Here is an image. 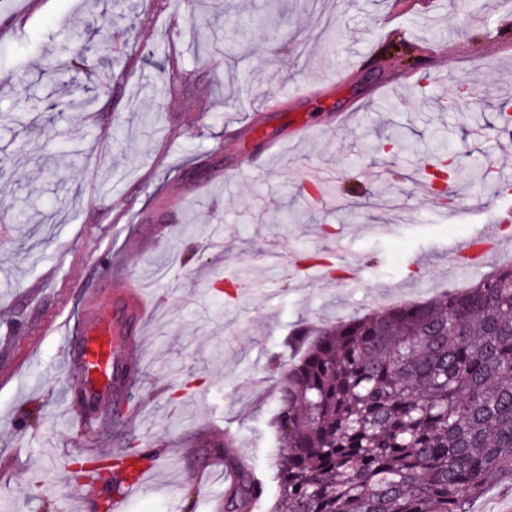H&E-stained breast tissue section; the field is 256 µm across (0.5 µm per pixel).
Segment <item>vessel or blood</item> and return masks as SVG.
Masks as SVG:
<instances>
[{"mask_svg":"<svg viewBox=\"0 0 512 512\" xmlns=\"http://www.w3.org/2000/svg\"><path fill=\"white\" fill-rule=\"evenodd\" d=\"M164 230L161 224L137 225L126 228L125 236L148 250L160 241ZM495 246L493 237L483 229L472 238L465 256L474 265ZM126 268L124 252H110L101 278L111 285L113 302L103 301L98 292L86 291L82 319L68 325L65 332L69 344L68 378L93 403V410L84 412L82 418L100 434L112 428L113 397L125 395L136 382L134 376L125 372L124 363L143 347L139 327L148 313L147 300L127 275Z\"/></svg>","mask_w":512,"mask_h":512,"instance_id":"vessel-or-blood-1","label":"vessel or blood"}]
</instances>
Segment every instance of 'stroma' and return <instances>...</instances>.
I'll list each match as a JSON object with an SVG mask.
<instances>
[{"label":"stroma","mask_w":512,"mask_h":512,"mask_svg":"<svg viewBox=\"0 0 512 512\" xmlns=\"http://www.w3.org/2000/svg\"><path fill=\"white\" fill-rule=\"evenodd\" d=\"M0 0V512H95L112 495L67 482L90 432L71 425L79 397L65 377L61 336L47 318L76 316L96 288L123 224H165L128 271L155 307L128 395L139 410L113 447L158 452V477L125 512H216L224 457L199 433L231 430L264 472L280 451L277 378L302 323H334L432 298L512 264V243L485 266L454 257L491 219L481 199L512 175L497 109L512 97V32L498 4L474 0H220L189 50L194 0ZM414 48V67L393 48ZM97 47L95 64L55 76L46 59ZM177 61L207 95L172 93L159 78ZM474 81L475 111L440 110ZM108 97H100L101 89ZM396 138L402 151L379 150ZM454 157L449 197L421 195L422 164ZM333 171L310 195L305 175ZM321 253L358 268L362 284L294 271ZM54 270L39 293L29 285ZM237 280L230 293L217 280Z\"/></svg>","instance_id":"stroma-1"}]
</instances>
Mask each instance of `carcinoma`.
Masks as SVG:
<instances>
[{
    "label": "carcinoma",
    "instance_id": "carcinoma-1",
    "mask_svg": "<svg viewBox=\"0 0 512 512\" xmlns=\"http://www.w3.org/2000/svg\"><path fill=\"white\" fill-rule=\"evenodd\" d=\"M279 361L269 512H471L512 487V266L463 291L301 327ZM237 475L224 512H254L266 480ZM502 492L499 486H489L485 492L477 499H475L471 508L474 512H502Z\"/></svg>",
    "mask_w": 512,
    "mask_h": 512
}]
</instances>
